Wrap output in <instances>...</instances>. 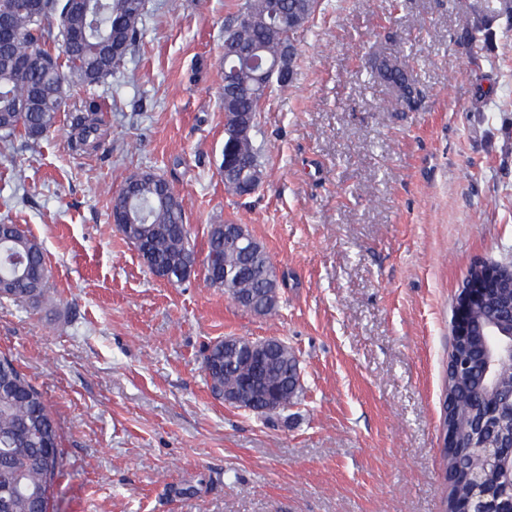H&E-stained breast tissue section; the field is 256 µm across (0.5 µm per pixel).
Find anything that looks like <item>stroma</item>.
Here are the masks:
<instances>
[{"label":"stroma","mask_w":512,"mask_h":512,"mask_svg":"<svg viewBox=\"0 0 512 512\" xmlns=\"http://www.w3.org/2000/svg\"><path fill=\"white\" fill-rule=\"evenodd\" d=\"M244 0H147L119 70L71 89L38 141L0 144V223L42 242L56 292L0 300V353L43 393L63 467L49 512H445L440 419L452 303L471 261L512 262V0H319L294 81L264 98V179L228 194L224 27ZM411 67L397 110L381 58ZM106 135L74 151L70 115ZM161 175L197 258L247 225L283 278L260 317L204 270L157 279L113 224L124 179ZM227 336L279 338L302 394L260 416L203 369Z\"/></svg>","instance_id":"35a3bbf8"}]
</instances>
